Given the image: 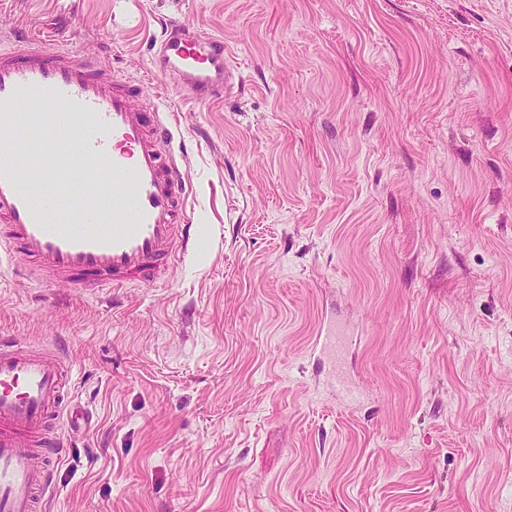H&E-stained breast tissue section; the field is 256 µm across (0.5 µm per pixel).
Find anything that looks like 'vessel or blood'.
<instances>
[{"label": "vessel or blood", "mask_w": 512, "mask_h": 512, "mask_svg": "<svg viewBox=\"0 0 512 512\" xmlns=\"http://www.w3.org/2000/svg\"><path fill=\"white\" fill-rule=\"evenodd\" d=\"M153 66L197 102L224 95V39L172 22ZM174 132L130 81L78 53L28 39L0 48V255L38 283L74 288L159 279L198 228L185 216L188 173ZM357 337L324 321L316 344L347 389ZM70 361L0 336V512H37L52 486L48 458L64 442L54 420L79 418Z\"/></svg>", "instance_id": "obj_1"}]
</instances>
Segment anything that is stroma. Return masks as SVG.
<instances>
[{
	"label": "stroma",
	"instance_id": "obj_1",
	"mask_svg": "<svg viewBox=\"0 0 512 512\" xmlns=\"http://www.w3.org/2000/svg\"><path fill=\"white\" fill-rule=\"evenodd\" d=\"M224 38L199 103L151 67ZM174 115L202 229L160 281L40 288L85 416L39 512H512V0H0ZM358 336L347 402L315 348ZM153 66L177 78L197 102L224 96L229 68L224 56V38L174 21L151 48ZM225 77V82H224Z\"/></svg>",
	"mask_w": 512,
	"mask_h": 512
}]
</instances>
